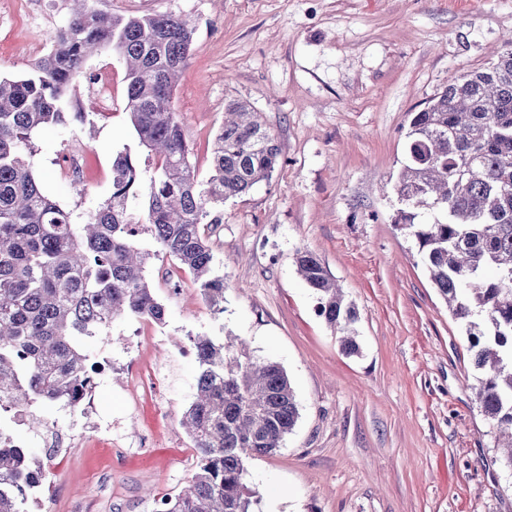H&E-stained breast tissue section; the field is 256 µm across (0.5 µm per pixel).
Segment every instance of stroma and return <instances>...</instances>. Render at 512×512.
<instances>
[{
	"mask_svg": "<svg viewBox=\"0 0 512 512\" xmlns=\"http://www.w3.org/2000/svg\"><path fill=\"white\" fill-rule=\"evenodd\" d=\"M115 16L172 13L195 33L172 106L199 175L228 100L258 112L281 149L269 182L224 204L210 227L224 311L213 314L194 284L176 298L170 261L147 275L165 325L123 318L89 344L112 359L95 393L94 426L66 429L70 448L19 428L56 470L42 512H149L179 492L195 463L180 421L194 399L197 364L188 337L246 339L287 372L299 419L283 448L248 463L257 512H512V474L499 460L471 387L476 370L459 323L421 264L415 238L395 222L394 187L406 160L413 112L451 73L482 69L512 36V0H93ZM69 0H0V75L28 72L52 44ZM86 71L112 80L101 105L86 80L71 96L95 124L42 129L28 156L43 192L87 215L112 192V156L137 149L125 110L126 65L111 50ZM82 160L84 177L62 171ZM312 251L353 304L360 345L345 353L316 313L296 272ZM160 371L159 389L131 371Z\"/></svg>",
	"mask_w": 512,
	"mask_h": 512,
	"instance_id": "1",
	"label": "stroma"
}]
</instances>
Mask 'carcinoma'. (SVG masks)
Returning <instances> with one entry per match:
<instances>
[{"instance_id":"1","label":"carcinoma","mask_w":512,"mask_h":512,"mask_svg":"<svg viewBox=\"0 0 512 512\" xmlns=\"http://www.w3.org/2000/svg\"><path fill=\"white\" fill-rule=\"evenodd\" d=\"M52 50L23 78L0 77V418L15 408L55 403L92 383L88 343L119 318L165 324L166 308L146 277L171 260L216 313L224 277L212 273L208 225L224 223V201L268 181L280 148L256 112L224 105L211 174L198 179L171 107L193 28L171 13L118 17L72 0ZM110 49L126 63V113L152 171L129 148L112 156V192L86 220L43 193L25 156L46 126L85 121L68 94L86 60ZM406 162L396 184V224L414 237L422 265L448 303L473 352L478 407L492 424L512 474V37L497 60L448 78L413 113ZM145 197L143 215L128 203ZM147 225L151 244L137 239ZM296 270L316 297L317 315L359 352L356 311L308 250ZM199 372L182 424L197 453L187 485L164 498V512H255L246 462L284 445L299 418L282 366L246 342L192 336ZM0 427V512H29L50 485L45 462Z\"/></svg>"}]
</instances>
